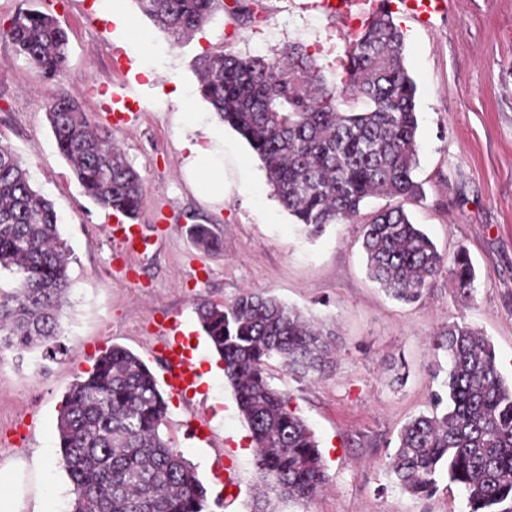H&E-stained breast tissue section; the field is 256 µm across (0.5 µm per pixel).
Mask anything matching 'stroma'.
<instances>
[{
    "instance_id": "obj_1",
    "label": "stroma",
    "mask_w": 512,
    "mask_h": 512,
    "mask_svg": "<svg viewBox=\"0 0 512 512\" xmlns=\"http://www.w3.org/2000/svg\"><path fill=\"white\" fill-rule=\"evenodd\" d=\"M96 0H0V25L23 10L50 11L68 34L67 77L42 80L0 43V144L50 200L70 249L72 285L62 320L63 355L41 349L0 352V478L14 487L7 512H68L71 482L57 453V417L69 388L111 346L138 356L155 374L161 327L187 335L202 364L220 357L203 331L196 303L227 304L262 291L331 332L332 364L322 377L298 379L278 361L273 386L307 420L327 463L329 483L299 505L268 495V512H468L457 486L440 480L419 498L396 486L387 466L401 427L428 412L447 376L448 358L429 344L443 326L464 322L491 340L498 368L512 382V0H444L430 22L384 0L405 34V65L417 86L420 150L413 176L422 196L408 204L414 223L445 256L466 249L477 278L471 297L441 279L420 301L387 296L366 273L362 226L384 197L367 198L353 221L316 237L295 224L266 184L246 141L201 97L203 52L275 56L304 48L330 80L374 0L326 16L319 0H224L199 31L175 41L135 0H121L136 39L99 17ZM78 102L139 172L146 203L132 229L149 242L130 257L112 244L124 218L85 197L59 153L46 104L58 93ZM224 140L223 201L200 197L183 172L187 113ZM193 224L210 225L222 251L197 248ZM162 437L195 466L213 512H250L259 476L249 431L225 377L203 383L194 399L169 400Z\"/></svg>"
}]
</instances>
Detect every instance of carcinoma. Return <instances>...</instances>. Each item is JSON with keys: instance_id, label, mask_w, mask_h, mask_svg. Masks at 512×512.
<instances>
[{"instance_id": "cac0c4a2", "label": "carcinoma", "mask_w": 512, "mask_h": 512, "mask_svg": "<svg viewBox=\"0 0 512 512\" xmlns=\"http://www.w3.org/2000/svg\"><path fill=\"white\" fill-rule=\"evenodd\" d=\"M159 28L180 38L199 30L219 0H136ZM0 42L43 78L59 82L67 68L68 36L41 10L16 13L0 25ZM340 82H329L311 55L290 46L277 57L206 53L199 59L201 96L256 153L279 203L317 236L329 224L359 215L369 196L394 204L362 228L369 277L398 301L421 299L447 272L471 296L476 278L467 251L441 254L413 224L405 205L419 198L414 180L419 143L416 85L404 63L403 34L381 10L353 40ZM353 100L358 111L341 105ZM57 148L83 194L133 220L145 201L141 176L112 130L91 121L77 102L58 94L47 103ZM206 252L222 238L205 224L189 228ZM66 243L53 204L36 192L28 170L0 146V350L61 351L71 283ZM196 312L224 361L246 423L260 479L281 498L302 504L329 481L314 431L267 380L277 360L298 378L325 372L330 344L295 308L247 292L229 304L202 301ZM450 363L445 392L431 413L400 430L389 464L405 492L429 497L438 479L464 489L468 512H512V385L499 371L493 345L466 323L429 338ZM169 404L153 372L114 346L71 388L57 418L62 465L72 483L70 512H207V489L183 454L160 435Z\"/></svg>"}]
</instances>
